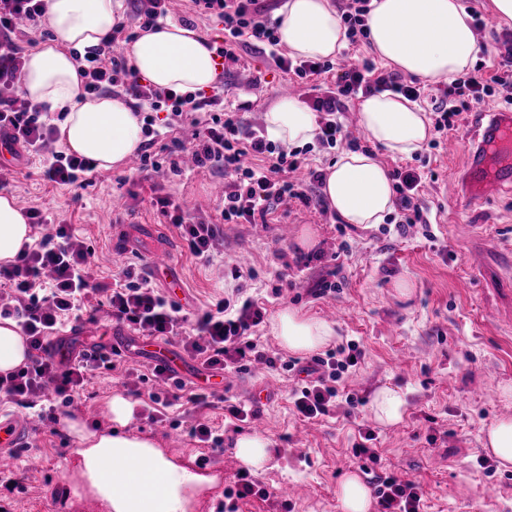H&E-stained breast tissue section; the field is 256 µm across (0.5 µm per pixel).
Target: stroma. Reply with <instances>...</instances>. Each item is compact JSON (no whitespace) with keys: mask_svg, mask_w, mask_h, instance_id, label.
<instances>
[{"mask_svg":"<svg viewBox=\"0 0 512 512\" xmlns=\"http://www.w3.org/2000/svg\"><path fill=\"white\" fill-rule=\"evenodd\" d=\"M466 3L486 20L477 33L482 45L477 60L496 65L505 48L491 0ZM241 66L262 79L259 87L242 88L234 82L238 68L225 71V100L252 103L244 114L246 125L263 126L265 111L287 87L295 88L299 100L308 96L307 85L295 84L264 54L241 50ZM478 121V114L468 113L447 134L454 147L425 145L406 160L361 139V149L374 150L387 169L406 162L433 174L421 189L431 226L414 224L401 232L391 219L370 226L344 223L319 205L318 185L313 203L280 205L265 223L222 224L218 188L224 174L217 169L162 178L125 166L98 169L91 184L79 188L44 181L40 160L25 155L0 176V195L13 196L24 211L70 225L90 245L101 277L111 278L132 262L146 268L151 251L171 249L198 308L223 296L225 267L238 262L251 268L254 278L246 286L268 299L269 314L294 307L333 323L338 343H358L362 358L343 381L358 405L337 402L329 415L313 421L292 413L289 393L298 374L262 363L235 374L225 390L245 402L263 386H274L251 424L226 416L220 402L155 422L147 398H138L131 430L150 437L190 471L217 478L198 497L194 512H341L339 482L357 472L352 446L369 429L376 434L375 472L418 483L425 512H512V466H501L483 446L486 427L512 411V395L503 393L512 388V190L479 205L443 193L458 172L464 136ZM159 187L190 211L221 223L216 263L196 261L178 229L157 214L152 199ZM306 228L316 233L309 249L299 241ZM477 247L483 248L484 261L475 274L467 257ZM282 275L288 288L279 286ZM331 278L339 291L314 297L317 284ZM403 279L414 284L407 297L395 288ZM149 364L137 351H124L120 369L91 380L82 400L68 407L69 419L91 430L110 428V399L129 394L123 369ZM384 386L399 390L406 402L402 422L392 427L377 424L371 411L375 391ZM29 422L31 439L9 464L25 469L26 478L11 489L0 485V512H83L85 500L74 494L73 442L66 426L53 428L34 416ZM199 422L218 428L223 445L197 442L190 431ZM252 433L274 443L272 467L258 475L271 494L266 501L235 495L241 464L234 443ZM33 455L41 457L42 466L24 467Z\"/></svg>","mask_w":512,"mask_h":512,"instance_id":"1","label":"stroma"}]
</instances>
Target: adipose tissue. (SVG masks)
Instances as JSON below:
<instances>
[{"instance_id":"obj_1","label":"adipose tissue","mask_w":512,"mask_h":512,"mask_svg":"<svg viewBox=\"0 0 512 512\" xmlns=\"http://www.w3.org/2000/svg\"><path fill=\"white\" fill-rule=\"evenodd\" d=\"M50 43L26 56L21 89L30 101L63 113L58 143L93 160L98 169L124 164L139 148L142 120L124 98L86 96L72 49L98 44L122 20L125 0H45ZM278 36L301 58H328L347 46L345 28L330 0H287L277 13ZM367 26L373 54L388 68L428 81L449 83L470 69L481 51L464 0H372ZM132 68L158 88L194 92L210 87L217 65L195 30L166 22L138 37L128 51ZM358 124L387 152L408 156L430 136L426 112L390 91L361 98ZM268 140L285 148L313 142L317 115L299 99L278 97L264 114ZM322 191L349 224H381L395 209L389 174L371 153L350 150L325 168ZM27 215L14 198L0 195V262L11 263L30 243ZM271 330L289 352L305 354L330 344L332 323L283 307ZM135 402L113 396L112 428L92 431L78 421L68 430L85 487L106 512H190L208 479L176 463L151 438L129 431Z\"/></svg>"}]
</instances>
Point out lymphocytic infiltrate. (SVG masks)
Wrapping results in <instances>:
<instances>
[{
	"mask_svg": "<svg viewBox=\"0 0 512 512\" xmlns=\"http://www.w3.org/2000/svg\"><path fill=\"white\" fill-rule=\"evenodd\" d=\"M192 3L195 13L223 21L224 41L215 52L228 64L238 63L241 48L254 46L264 50L278 69L301 81H316L334 73L333 87L308 100L320 116L316 139L325 148L350 139L340 114L349 111L356 100L375 92L391 91L430 103L433 131L438 137L455 127L462 114L481 111L486 97L495 95L502 103L512 105L511 33L504 36L505 56L497 68L488 71L477 67L432 98L421 83L405 80L370 59L337 68L328 60L291 57L281 49L277 23L259 8L257 0ZM168 15V0H146L145 7L137 10L130 22H118L99 45L74 55L85 92L110 93L130 100L133 112L143 122L145 136L154 135L159 113L188 119L190 137L172 138L165 161L154 160L148 145L139 147L140 171L167 170L177 175L187 160L201 170L223 168L222 223L251 224L289 200L310 202L309 187L322 183L323 172L310 170L305 184L289 180V173L302 167V158L269 141L264 129L246 127L242 105L225 104L223 87H216L210 95L158 89L142 83L128 67L120 43L132 41L129 27L151 31ZM44 22L45 0H0V132L7 137L8 149L40 158L46 180L81 188L89 183L93 163L55 149L57 130L47 122L44 108L13 94L21 79L25 47L42 32ZM392 177L405 223L429 224L430 210L419 198L425 173L400 166ZM152 204L180 229L195 259L205 265L214 262L221 224L191 215L168 195L155 197ZM89 252L69 225L60 224L54 231L41 234L34 247L24 248L13 263L0 266V318L18 323L29 354L23 367L0 375V397L33 409L41 406L50 389L55 402L67 407L96 371L114 369L113 356L96 349L58 360L47 350L65 321L82 318L92 298L99 294L104 295L117 323L144 337L178 339L183 350L200 359L206 368L242 372L249 362L259 361L271 368L279 364L285 370L293 369V362H277L261 344L258 332L268 307L261 298L246 293L240 268L230 271L236 281L232 293L190 318L135 265L123 268L113 286L95 283L88 265ZM361 356L351 343L312 357L314 377L301 380L291 391L296 415L305 420L327 415L342 395L343 374L356 367ZM374 485L381 512H422L424 495L417 485L392 475L375 477Z\"/></svg>",
	"mask_w": 512,
	"mask_h": 512,
	"instance_id": "obj_1",
	"label": "lymphocytic infiltrate"
}]
</instances>
